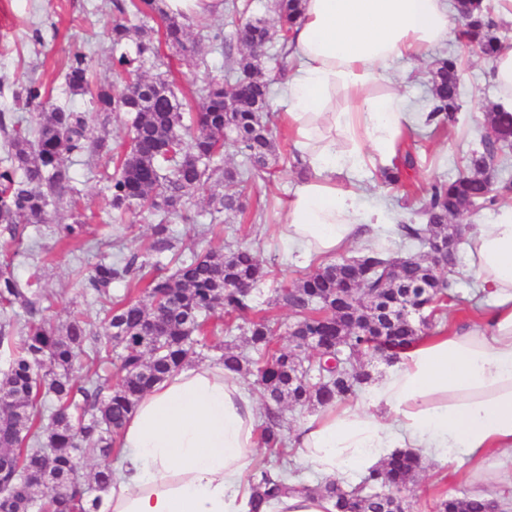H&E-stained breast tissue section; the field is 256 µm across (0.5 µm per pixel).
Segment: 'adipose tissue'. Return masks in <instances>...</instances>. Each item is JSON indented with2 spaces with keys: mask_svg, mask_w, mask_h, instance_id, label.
Here are the masks:
<instances>
[{
  "mask_svg": "<svg viewBox=\"0 0 512 512\" xmlns=\"http://www.w3.org/2000/svg\"><path fill=\"white\" fill-rule=\"evenodd\" d=\"M448 0H302L283 77L285 120L306 175L281 234L298 263H326L376 224L336 176L390 165L402 132L425 120L390 71L448 40ZM380 84L384 94L368 89ZM346 107L329 111L335 96ZM468 268L485 292L482 321L425 336L355 404L327 408L290 435L296 459L325 479L409 452L472 475L469 495L512 487V205L468 234ZM264 408L223 365L187 366L156 384L119 432L105 512H249Z\"/></svg>",
  "mask_w": 512,
  "mask_h": 512,
  "instance_id": "obj_1",
  "label": "adipose tissue"
}]
</instances>
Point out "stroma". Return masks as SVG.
Returning a JSON list of instances; mask_svg holds the SVG:
<instances>
[{"mask_svg": "<svg viewBox=\"0 0 512 512\" xmlns=\"http://www.w3.org/2000/svg\"><path fill=\"white\" fill-rule=\"evenodd\" d=\"M114 17L112 0H0V159L7 155L6 129H31L32 110L19 100L23 85H41L51 104L70 106L87 112L91 137L105 138L107 152L94 157L69 156L66 163L73 173L79 194L75 204H61L52 209L48 223L26 225L20 243L0 246V264L10 263L21 283L39 281L47 297L46 315L61 323L74 312L96 318L99 309L92 296L73 288L74 270L89 271L100 260H112L118 252L143 251L150 235L149 220H140L124 228L111 223V208L104 176L113 172L112 153L127 144L124 114L91 111L87 98L71 96L65 84L66 62L73 50L80 49L91 58V70L102 84L116 82L110 64L109 27ZM460 56V99L463 103L455 123L448 128L413 125L407 145L417 165L403 185L390 187L381 183L374 168L360 171L356 181L362 187L364 206L383 205L392 217L418 220L419 190L433 177L455 178L463 170L465 159L478 147L487 128L486 115L494 105L497 89L490 79L489 63L483 57L458 46L456 38L429 49L415 61L396 62L394 70L403 75L402 91L413 111L431 108L429 71L436 60L448 54ZM237 49L210 51L205 61L161 46L159 56L148 65L149 76L173 82L185 113H195L196 104L189 92L190 83L230 78L228 66L237 57ZM276 152L268 161L271 171L266 179L250 181L241 197L243 212L225 215L213 233L203 234L210 225L207 198L212 185H205L192 196L183 217L172 219L171 227L180 240L184 254L207 247L220 248L239 239L251 243L259 259L272 272L266 285L254 295L259 310L271 311L281 322L290 324L291 312L283 307H268L274 288L291 284L305 274L302 266L287 264L289 245L279 226L285 221L283 205L297 184L300 171L291 160L293 146L283 121L286 110L279 87L271 89ZM79 216L88 225L89 246L61 247L55 244L49 228L70 223ZM456 299L448 309L449 319L473 324L474 306L481 295L476 281L467 271V254L457 253ZM468 490L462 475L449 474L437 462L422 464L403 496L409 512H435L441 494L463 495Z\"/></svg>", "mask_w": 512, "mask_h": 512, "instance_id": "1", "label": "stroma"}]
</instances>
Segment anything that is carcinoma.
<instances>
[{"mask_svg": "<svg viewBox=\"0 0 512 512\" xmlns=\"http://www.w3.org/2000/svg\"><path fill=\"white\" fill-rule=\"evenodd\" d=\"M162 0H113L119 17L112 21V70L128 76L101 86L90 78L85 53L77 51L67 63L65 83L74 95L88 97L96 112H123L129 118L127 149L116 156V173L107 179L109 203L116 220L125 222L148 213L158 218L144 253L121 255L98 262L89 274H75L73 287L92 294L103 318L91 322L81 315L56 325L44 316L41 294L23 288L11 265L0 267V349L8 356L0 372V512H99L112 484L114 439L140 398L195 356L200 338L219 337L235 330L245 336L250 352L226 344L217 362L232 372L255 376L266 409L262 440L277 455L262 462L251 475L255 496L252 512L281 494L306 487L288 484L283 448L284 406L327 407L357 395L371 379L362 358L391 359L421 336V327L406 318L390 319L386 308L394 302L424 307L443 314L455 300V278L443 276L431 259L452 236L448 218L499 203L488 171L501 162L504 144L512 141V113L489 112L487 125L496 136H483L481 149L468 157L466 170L452 181L435 177L424 189V224H401V236L419 252L394 258L386 250L368 246L357 257L363 275L352 276L348 258L305 274L286 288L275 290L274 302L291 309L295 326L319 337L327 347L340 346L336 367L321 358L305 364L307 348L290 335L291 346L277 344L278 328L255 314L254 287L271 271L253 250L238 246L209 248L182 257L179 239L170 228L192 194L216 177L228 184L263 177L276 139L266 121L270 79L262 71L259 52L277 39L288 46L290 27L299 17V0H273L277 29L261 19L247 20L235 31L245 53L236 60L233 84L212 79L192 90L200 112L185 121L179 102L163 80L149 81L145 64L158 47L144 27L128 24V16L164 19V42L196 56L198 43L188 38L185 25L168 15ZM464 19L457 40L484 58L492 59L503 46L492 34L499 28L494 5L485 0H456ZM458 57L450 54L431 72L430 115L445 123L461 110ZM25 103L40 109L35 116L36 141L19 129L10 136L6 163L0 166V226L15 239L22 224H40L50 207L73 198L77 190L66 155L106 149L103 139L90 140L85 113L49 105L41 87H23ZM231 143L245 156L248 168H222L214 160ZM416 166L412 152L397 146L393 168L383 173L390 185L404 182ZM210 223H223L226 212L243 211L240 197L211 199ZM56 241L86 240V224L75 218L57 224ZM172 254L177 266L169 274L155 272L152 255ZM143 284L148 302L128 295L114 297V284ZM344 289L358 302L355 313L319 316L336 308V290ZM117 378L111 383L110 377ZM99 459L88 484H83L84 460ZM421 461L411 453H396L379 469L346 490L330 482L323 491L334 500L336 512H405L402 492L414 479ZM94 492L89 496L88 492ZM489 505L467 496H446L437 512H487Z\"/></svg>", "mask_w": 512, "mask_h": 512, "instance_id": "cac0c4a2", "label": "carcinoma"}]
</instances>
